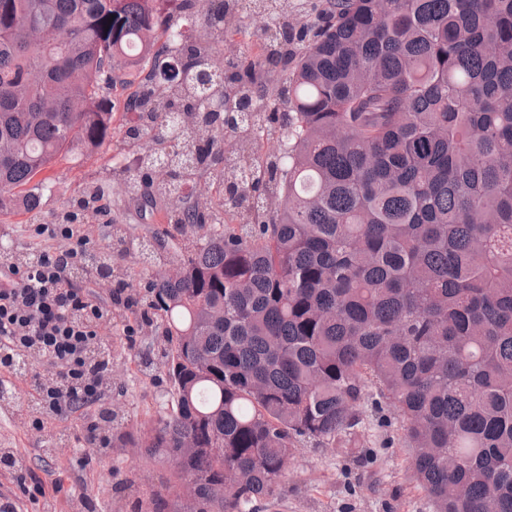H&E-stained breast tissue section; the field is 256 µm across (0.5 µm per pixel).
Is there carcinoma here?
<instances>
[{
	"mask_svg": "<svg viewBox=\"0 0 512 512\" xmlns=\"http://www.w3.org/2000/svg\"><path fill=\"white\" fill-rule=\"evenodd\" d=\"M155 2L0 0V212L38 213L39 173L111 141L120 83L138 85L129 198L179 201L168 229L112 243L181 268L133 300L173 387L133 439L169 467L142 512H182L187 482L194 512H258L297 443L361 422L369 387L434 512H512V0H321L295 24L290 0ZM244 10L266 55L230 74ZM267 65L283 109L250 112Z\"/></svg>",
	"mask_w": 512,
	"mask_h": 512,
	"instance_id": "carcinoma-1",
	"label": "carcinoma"
}]
</instances>
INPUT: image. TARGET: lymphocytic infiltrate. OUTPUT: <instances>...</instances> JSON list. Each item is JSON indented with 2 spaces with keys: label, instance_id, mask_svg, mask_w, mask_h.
I'll list each match as a JSON object with an SVG mask.
<instances>
[{
  "label": "lymphocytic infiltrate",
  "instance_id": "1",
  "mask_svg": "<svg viewBox=\"0 0 512 512\" xmlns=\"http://www.w3.org/2000/svg\"><path fill=\"white\" fill-rule=\"evenodd\" d=\"M99 261L79 247L38 253L23 271L0 264V364L31 377L39 400L57 416L93 405L112 364L111 349L101 341L103 309L96 296L63 285L72 264ZM43 359L56 369L48 381L31 375Z\"/></svg>",
  "mask_w": 512,
  "mask_h": 512
}]
</instances>
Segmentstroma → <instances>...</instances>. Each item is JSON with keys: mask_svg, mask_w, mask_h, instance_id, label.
Instances as JSON below:
<instances>
[{"mask_svg": "<svg viewBox=\"0 0 512 512\" xmlns=\"http://www.w3.org/2000/svg\"><path fill=\"white\" fill-rule=\"evenodd\" d=\"M262 19L242 18L224 42V55L237 60L263 56ZM125 112L112 113V140L93 155L69 163L60 161L35 178L44 189L37 220L15 211L0 213V246L9 255L30 258L33 251L54 246L46 228L71 209L89 187L109 184L107 216L77 225L88 249L112 241L114 228L135 239L165 228L171 200L138 205L123 194V185L135 173L128 150ZM109 278L81 272L69 275L73 287L105 292L115 280L137 289L167 273L164 265H143L135 251L112 257ZM127 322L105 315L101 333L112 345L109 383L123 388L121 397L111 389L101 403L117 407L123 417L122 430L138 434L162 413L170 398L164 374L141 371L139 354L161 339L148 331L128 335ZM15 394L8 407L0 406V449L9 451L27 474L25 483L0 475V495L16 499L20 512H130L136 499L159 489L164 472L141 455L138 448L113 442L103 452L86 439L85 421L95 409L81 410L69 418L54 416L30 395L29 381H13ZM411 452L400 439L395 421L387 413L364 407L363 422L346 446L299 445L288 463V479L276 496L261 500L259 512H434L428 496L410 477ZM59 482L60 494H39L38 485Z\"/></svg>", "mask_w": 512, "mask_h": 512, "instance_id": "obj_1", "label": "stroma"}]
</instances>
